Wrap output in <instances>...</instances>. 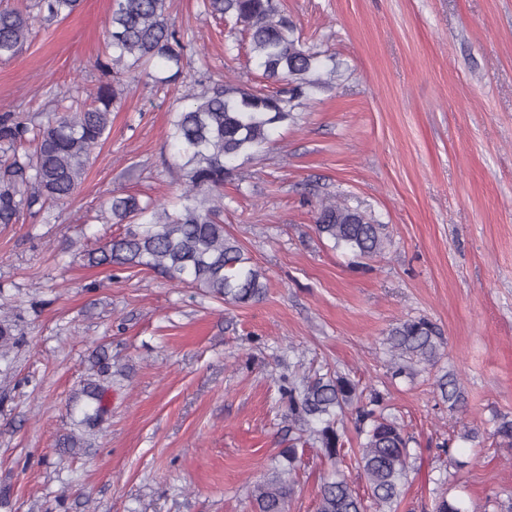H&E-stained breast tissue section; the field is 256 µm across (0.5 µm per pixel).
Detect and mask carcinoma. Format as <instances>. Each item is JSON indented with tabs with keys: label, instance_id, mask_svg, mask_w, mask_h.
Masks as SVG:
<instances>
[{
	"label": "carcinoma",
	"instance_id": "obj_1",
	"mask_svg": "<svg viewBox=\"0 0 512 512\" xmlns=\"http://www.w3.org/2000/svg\"><path fill=\"white\" fill-rule=\"evenodd\" d=\"M80 5L81 0H33L23 10L1 8L0 62L15 58L32 40L36 20H65ZM201 6L243 26L263 80L275 89L226 82L187 93L190 104L176 113L169 133L175 170L183 183L180 208L171 212L161 202L112 191L106 201L112 223L126 228L86 258L92 267L148 268L177 286L191 285L229 305H248L265 297L266 276L224 230V181L239 162L264 149L276 127L294 122L296 101L305 89L318 86L310 75L321 53L295 36V25L278 0H201ZM33 8L37 13H31ZM105 40L107 56L96 64L112 74V82L100 84L93 93L72 84L50 100L53 117L44 123L35 116L0 114V224H17L26 216L45 220L54 204L80 188L95 150L110 135L115 85L147 79L166 86L182 74L187 41L167 12V0H111ZM314 223L318 235L357 258H372L387 244L383 225L345 203L320 201ZM440 340V329L424 317L393 328L388 338L391 377L411 376L420 365H434ZM436 385L450 408H465L455 375L440 377ZM281 395L288 399L296 432L293 444L280 452L286 465L273 468L252 486L254 512H288L296 443L318 445L334 465L343 460L339 424L347 415L363 437L356 463L367 497L336 470L318 489L316 512H397L407 479L410 438L397 418L385 412L381 395L363 396L358 384L342 375L290 380L281 385ZM77 396L98 402L80 420L89 429L104 412L99 405L101 387L90 381ZM494 435L511 448L512 418H500ZM433 512L469 510L441 493Z\"/></svg>",
	"mask_w": 512,
	"mask_h": 512
}]
</instances>
